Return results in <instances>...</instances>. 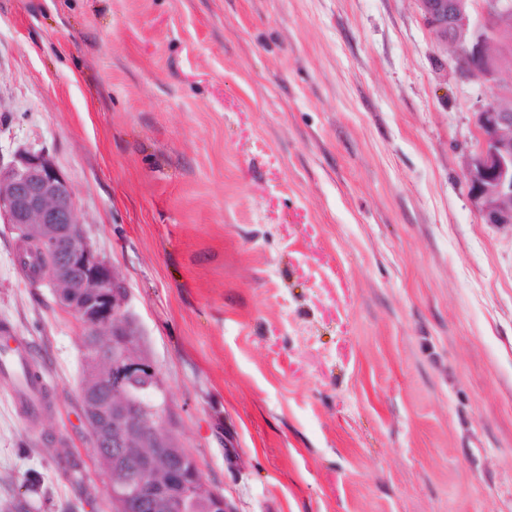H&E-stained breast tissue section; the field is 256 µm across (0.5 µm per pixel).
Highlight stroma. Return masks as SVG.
<instances>
[{"instance_id":"stroma-1","label":"stroma","mask_w":512,"mask_h":512,"mask_svg":"<svg viewBox=\"0 0 512 512\" xmlns=\"http://www.w3.org/2000/svg\"><path fill=\"white\" fill-rule=\"evenodd\" d=\"M455 65L415 0H0V156L72 184L233 512H512V226L467 197ZM15 243L53 410L0 392V505L112 512L82 330Z\"/></svg>"}]
</instances>
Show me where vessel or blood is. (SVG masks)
<instances>
[{
  "label": "vessel or blood",
  "mask_w": 512,
  "mask_h": 512,
  "mask_svg": "<svg viewBox=\"0 0 512 512\" xmlns=\"http://www.w3.org/2000/svg\"><path fill=\"white\" fill-rule=\"evenodd\" d=\"M30 350L10 325L0 326V380L4 381L14 408L25 421L39 418L44 410L46 386L31 382Z\"/></svg>",
  "instance_id": "obj_1"
}]
</instances>
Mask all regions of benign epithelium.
<instances>
[{"mask_svg":"<svg viewBox=\"0 0 512 512\" xmlns=\"http://www.w3.org/2000/svg\"><path fill=\"white\" fill-rule=\"evenodd\" d=\"M436 42L454 48L455 74L491 90L474 105L476 147L463 167L466 192L486 224L512 225V95L502 81V60L492 47L507 45L501 16L512 0H416ZM0 223L16 234L15 255L32 245L46 266L36 282H47L57 305L87 336L112 337V354L91 352L87 362L108 370L106 389L83 388L80 411L100 468L109 477L113 512H192L207 498V512H231L224 495L204 490L195 457L169 427L164 382L139 353V331L127 312L128 295L109 260L92 245L80 220L75 192L44 150L22 147L0 159ZM112 449H107V445ZM139 478H127L130 469ZM162 476L157 477V470Z\"/></svg>","mask_w":512,"mask_h":512,"instance_id":"obj_1","label":"benign epithelium"}]
</instances>
